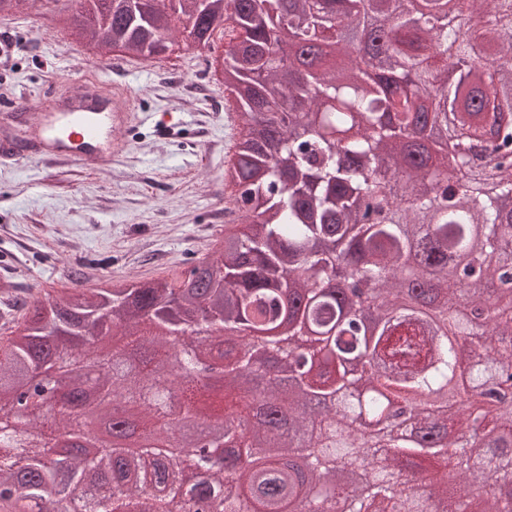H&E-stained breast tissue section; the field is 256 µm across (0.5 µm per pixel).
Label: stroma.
Returning a JSON list of instances; mask_svg holds the SVG:
<instances>
[{"mask_svg": "<svg viewBox=\"0 0 512 512\" xmlns=\"http://www.w3.org/2000/svg\"><path fill=\"white\" fill-rule=\"evenodd\" d=\"M35 0L0 16L10 52L0 55V100L50 84L133 93L137 123L128 153L92 166L53 167L0 158V284L20 296L62 295L72 278L183 279L190 261L224 232V184L237 106L209 69L206 50L187 45L150 60L120 54L96 68L84 47L48 28Z\"/></svg>", "mask_w": 512, "mask_h": 512, "instance_id": "obj_1", "label": "stroma"}]
</instances>
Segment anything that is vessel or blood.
Returning <instances> with one entry per match:
<instances>
[{"mask_svg":"<svg viewBox=\"0 0 512 512\" xmlns=\"http://www.w3.org/2000/svg\"><path fill=\"white\" fill-rule=\"evenodd\" d=\"M13 108L30 112L37 139L27 146L11 139L0 141V156L29 155L53 164L59 161L92 165L122 156L129 148L124 132L136 120L130 90L117 88L111 97L68 86H54L46 102L19 96Z\"/></svg>","mask_w":512,"mask_h":512,"instance_id":"1","label":"vessel or blood"}]
</instances>
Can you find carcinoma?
I'll return each instance as SVG.
<instances>
[{"instance_id": "1", "label": "carcinoma", "mask_w": 512, "mask_h": 512, "mask_svg": "<svg viewBox=\"0 0 512 512\" xmlns=\"http://www.w3.org/2000/svg\"><path fill=\"white\" fill-rule=\"evenodd\" d=\"M106 17L86 7L64 15L71 36L91 48L101 36L151 59L173 32L212 47L230 37L224 87L239 103L229 206L241 235L215 242L204 266L193 261L179 284L166 279L88 288L19 303L0 289V486L24 481L30 495L64 469L89 486L81 512H193L181 474L205 475L201 492L219 512H512V296L484 295L479 285L512 281V0H162L130 11L115 0ZM229 6L242 37L220 17ZM372 26L365 57L382 55L391 76L353 60L348 39ZM308 48L309 78L285 81L281 41ZM498 93L474 106L486 83ZM455 138L460 165L421 150L417 131ZM495 138L493 166L467 158L473 138ZM463 259L421 289V306L378 312L368 336L357 313L372 297L341 293L344 264L398 295L415 256L424 269ZM222 329L199 342L192 326ZM123 341L111 346L105 331ZM230 345L224 360V463L187 454L167 463L156 448L112 444L89 463L45 443L63 426L84 435L82 414L60 419L32 413L10 425L17 393L58 373L73 384L112 379V393L151 417L158 438L178 427L165 406L144 396L173 356L192 366ZM294 374L295 390L271 382ZM457 379L468 405L442 400ZM264 391L296 412L254 448L232 420L244 396ZM180 412L205 423L203 387L190 376L177 386ZM336 402L308 412L309 394ZM325 425L318 440L305 438ZM376 464L357 481L348 469L361 450ZM251 466L240 468L242 457ZM429 465L438 495L423 498L397 483L406 463Z\"/></svg>"}]
</instances>
